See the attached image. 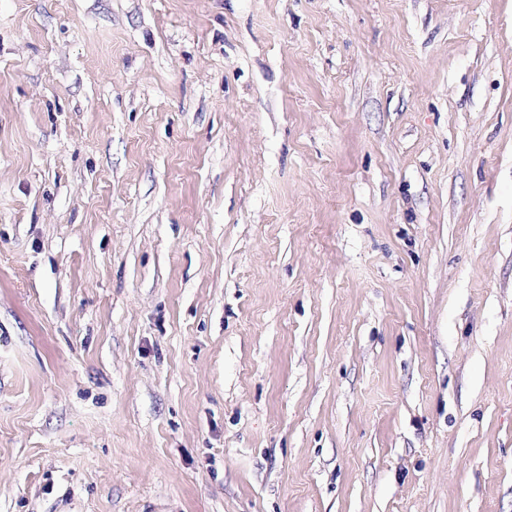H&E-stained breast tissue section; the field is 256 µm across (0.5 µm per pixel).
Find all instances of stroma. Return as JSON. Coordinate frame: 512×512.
<instances>
[{"label": "stroma", "mask_w": 512, "mask_h": 512, "mask_svg": "<svg viewBox=\"0 0 512 512\" xmlns=\"http://www.w3.org/2000/svg\"><path fill=\"white\" fill-rule=\"evenodd\" d=\"M0 512H512V0H0Z\"/></svg>", "instance_id": "stroma-1"}]
</instances>
